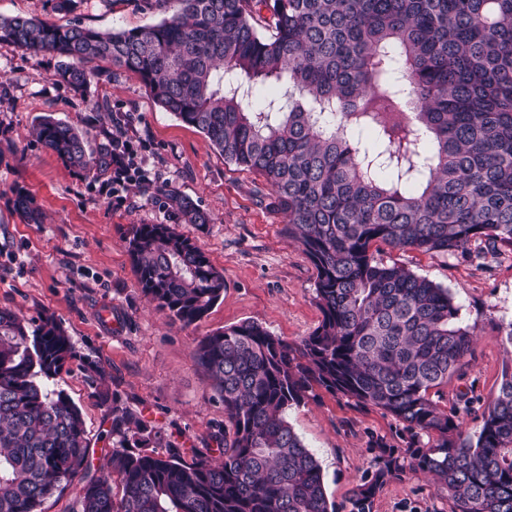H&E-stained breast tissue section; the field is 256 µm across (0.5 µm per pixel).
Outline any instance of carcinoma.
<instances>
[{"label": "carcinoma", "instance_id": "carcinoma-1", "mask_svg": "<svg viewBox=\"0 0 512 512\" xmlns=\"http://www.w3.org/2000/svg\"><path fill=\"white\" fill-rule=\"evenodd\" d=\"M162 22L102 32L0 18V43L60 57L55 77L86 93L89 59L137 74L158 105L202 132L224 162L256 174L288 237L316 271L319 326L296 344L245 321L202 338L194 358L228 428L191 460L142 414L112 404V455L89 464L79 407L54 380L79 358L54 315L0 308V512H40L75 486L77 512H336L321 466L287 419L323 388L374 406L431 439L391 448L351 491L373 512L388 481L430 474L450 512H512V367L472 436L431 390L461 375L474 328L449 290L371 252L455 256L512 247V0H171ZM37 138L97 181L112 140L50 116ZM184 223L209 224L170 196ZM28 224L41 213L23 192ZM144 295L183 327L224 293L206 252L167 224L129 238ZM170 449L146 453L150 444ZM140 452H134V449Z\"/></svg>", "mask_w": 512, "mask_h": 512}]
</instances>
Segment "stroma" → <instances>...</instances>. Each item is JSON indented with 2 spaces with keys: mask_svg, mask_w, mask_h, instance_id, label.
<instances>
[{
  "mask_svg": "<svg viewBox=\"0 0 512 512\" xmlns=\"http://www.w3.org/2000/svg\"><path fill=\"white\" fill-rule=\"evenodd\" d=\"M170 13L166 0H77L72 13L58 16L50 0H0V17L53 16L100 31L144 28ZM57 65L52 54L0 44V307L28 319L51 313L62 321L80 357L65 366L55 385L82 412L93 467L103 466L112 452L104 391L119 406L141 412L191 458L224 422V406L197 365L194 347L202 337L243 321L300 342L322 319L314 267L289 240L282 216L257 200L260 178L226 164L203 133L156 104L137 74L89 62L96 79L83 96L55 80ZM96 102L101 110H93ZM46 115L100 141L117 120H125L160 187L133 185L113 200L111 186L85 178L37 140L34 126ZM20 190L40 208L41 223H25L18 215ZM172 193L191 198L211 223H183L168 199ZM136 224L172 225L223 272L224 294L201 321L180 327L145 298L128 254ZM376 256L447 287L463 324L474 327L476 340L462 375L433 399L449 410L459 407L460 393L473 396L461 420L466 432L476 433L482 401L497 392L512 360L505 341L512 323V251L487 257L482 268L461 255L386 245ZM86 358L104 373L100 387L86 380ZM287 418L319 461L337 512H346L352 489L380 465L382 449L417 443L393 416L322 389L289 409ZM373 512H448V494L426 474L411 473L383 487Z\"/></svg>",
  "mask_w": 512,
  "mask_h": 512,
  "instance_id": "obj_1",
  "label": "stroma"
}]
</instances>
